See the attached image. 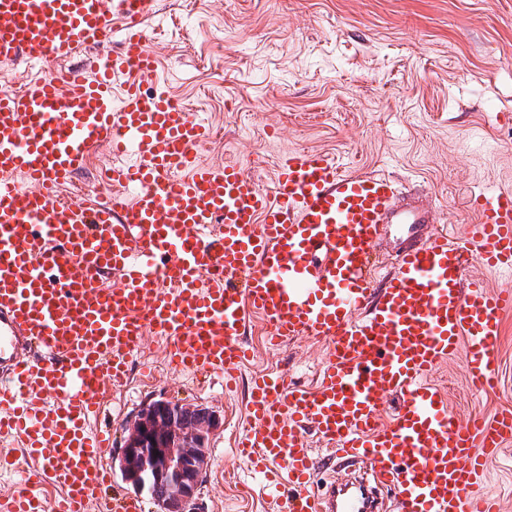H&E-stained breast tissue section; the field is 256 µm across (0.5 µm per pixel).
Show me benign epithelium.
Instances as JSON below:
<instances>
[{
  "instance_id": "obj_1",
  "label": "benign epithelium",
  "mask_w": 512,
  "mask_h": 512,
  "mask_svg": "<svg viewBox=\"0 0 512 512\" xmlns=\"http://www.w3.org/2000/svg\"><path fill=\"white\" fill-rule=\"evenodd\" d=\"M220 427L219 413L207 406L150 398L134 412L112 464L159 512H205L199 495Z\"/></svg>"
}]
</instances>
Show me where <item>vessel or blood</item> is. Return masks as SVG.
<instances>
[{"label": "vessel or blood", "mask_w": 512, "mask_h": 512, "mask_svg": "<svg viewBox=\"0 0 512 512\" xmlns=\"http://www.w3.org/2000/svg\"><path fill=\"white\" fill-rule=\"evenodd\" d=\"M152 8L0 0V60L58 63L104 44L114 21L126 32L90 71L0 86V440L23 454L0 512H141L103 495L106 441L90 427L102 387L125 383L149 331L165 340L172 370L233 376L249 354L240 336L251 312L273 346L302 335L330 345L314 388L272 374L252 381L253 422L236 451L277 512H364L367 494L311 492L308 430L338 460L376 463L400 512H498L482 489L485 462L512 441V412L460 426L427 375L461 351L476 390L495 382L512 289L466 273L475 256L512 273V191L475 199L480 219L462 242L424 232L429 212L399 206L389 177L341 173L320 152L283 156L269 191L238 163H201L206 125L162 89L142 88L156 70L142 28ZM103 143L113 185L132 198L73 207L59 188ZM388 224L408 235L383 276L376 249ZM386 396L399 404L383 425ZM44 484L61 498H43Z\"/></svg>", "instance_id": "obj_1"}]
</instances>
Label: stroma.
<instances>
[{
  "instance_id": "stroma-1",
  "label": "stroma",
  "mask_w": 512,
  "mask_h": 512,
  "mask_svg": "<svg viewBox=\"0 0 512 512\" xmlns=\"http://www.w3.org/2000/svg\"><path fill=\"white\" fill-rule=\"evenodd\" d=\"M143 28L162 87L210 129L197 150L206 164L235 161L268 189L288 152L326 153L342 171L394 178L402 198L461 238L475 219L472 197L512 189V0H155ZM111 166L110 150L97 147L61 194L93 202L110 191ZM266 336L249 315L242 340L255 358L227 390L170 371L163 339L148 335L127 384L105 388L92 423L110 440L103 463L147 398L201 403L224 422L201 488L206 512H276L235 454L251 423V376L269 370L314 386L329 346L299 336L272 350ZM495 370L497 387L475 392L459 354L430 380L458 422L512 409V312ZM484 490L512 512V443L490 461Z\"/></svg>"
}]
</instances>
